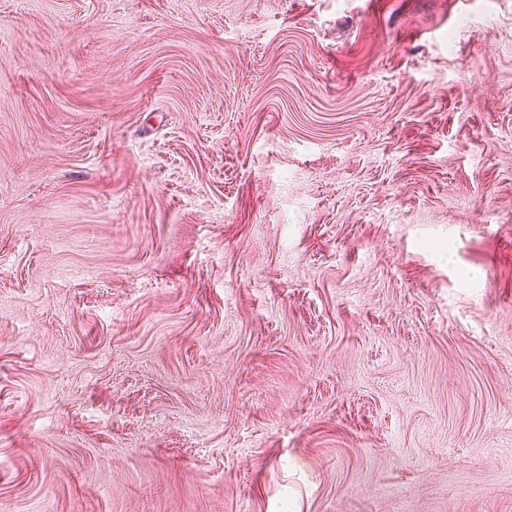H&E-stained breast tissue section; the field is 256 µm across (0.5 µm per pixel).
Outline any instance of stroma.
<instances>
[{"label": "stroma", "mask_w": 512, "mask_h": 512, "mask_svg": "<svg viewBox=\"0 0 512 512\" xmlns=\"http://www.w3.org/2000/svg\"><path fill=\"white\" fill-rule=\"evenodd\" d=\"M0 512H512V0H0Z\"/></svg>", "instance_id": "obj_1"}]
</instances>
